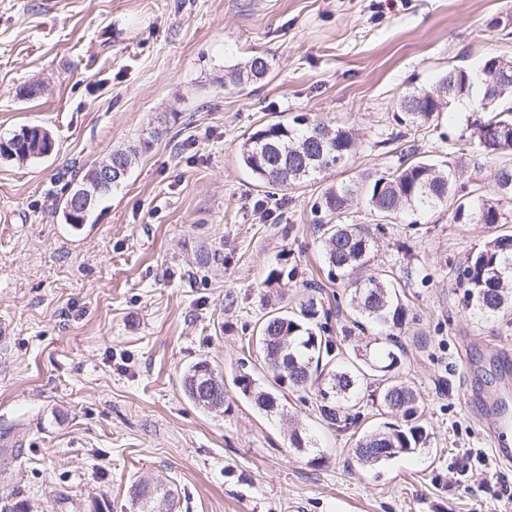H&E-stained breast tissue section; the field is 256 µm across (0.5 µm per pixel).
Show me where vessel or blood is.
<instances>
[{
  "label": "vessel or blood",
  "instance_id": "b4317fda",
  "mask_svg": "<svg viewBox=\"0 0 512 512\" xmlns=\"http://www.w3.org/2000/svg\"><path fill=\"white\" fill-rule=\"evenodd\" d=\"M502 384L497 392L470 396V403L493 406L497 409V423L490 432L493 454L497 462L512 464V352L505 349L493 351Z\"/></svg>",
  "mask_w": 512,
  "mask_h": 512
}]
</instances>
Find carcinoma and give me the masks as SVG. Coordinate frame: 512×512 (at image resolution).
Instances as JSON below:
<instances>
[{"label":"carcinoma","mask_w":512,"mask_h":512,"mask_svg":"<svg viewBox=\"0 0 512 512\" xmlns=\"http://www.w3.org/2000/svg\"><path fill=\"white\" fill-rule=\"evenodd\" d=\"M495 66L507 71V76L497 78V89L488 90L491 71L483 63L474 72L453 69L435 87L407 93L393 115L394 121L405 129L424 127L442 111V99L470 97L478 85L483 116L470 124L469 144L476 157L496 163L501 154L512 150V59L501 56ZM269 67L267 56L256 54L227 72L224 86L246 83L256 72L267 73ZM44 148L46 144H37L34 137L29 141V153L0 149V157L25 161L29 156L40 157ZM354 151L355 141L348 131L336 129L324 119L301 117L292 126L282 122L261 126L243 142L240 156L266 198L273 199L291 186L345 166ZM366 179V187L349 179L322 194L318 209L323 212L324 258L330 275L349 291L353 323L360 328L375 323L396 330L405 325L407 314L396 281L384 270L365 278L358 276L377 246L374 234L364 225L340 224L337 219L349 206L361 202L384 220L402 211L427 213L446 208L455 221L495 228L507 223L500 203H512V163L499 164L494 184L485 191L457 185L454 165L442 168L428 160L401 164L381 176L368 174ZM457 279L464 288L466 306L486 318L512 315V232L500 231L472 252ZM322 314V302L308 294L293 306L272 307L260 318L257 340L265 369L274 382L297 391L316 388L321 398L320 414L334 424L351 420V411L360 404V387L372 378L377 383L376 392L370 394L372 403L396 421H384L358 439L356 462L381 466L400 454L425 447L429 433L421 421L420 401L396 376L401 365L396 351L388 350L376 362L358 354L355 361L337 365L327 379L317 376L323 357L335 359L333 342L321 335ZM204 377L211 381L210 394L205 398L199 392ZM235 385L262 413L271 417L283 414L276 394L259 386L250 374L236 376ZM183 386L187 398L201 408L224 407L223 378L208 360L188 367ZM131 491L137 512H159L160 503L174 495L172 486L161 481L152 486L137 483Z\"/></svg>","instance_id":"obj_1"}]
</instances>
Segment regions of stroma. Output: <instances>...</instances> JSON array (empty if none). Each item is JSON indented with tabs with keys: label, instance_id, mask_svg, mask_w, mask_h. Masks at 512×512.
<instances>
[{
	"label": "stroma",
	"instance_id": "obj_1",
	"mask_svg": "<svg viewBox=\"0 0 512 512\" xmlns=\"http://www.w3.org/2000/svg\"><path fill=\"white\" fill-rule=\"evenodd\" d=\"M256 53L266 77L225 86ZM497 55L512 57V0H0V138L39 124L55 141L42 158H0V322L12 326L0 344V512L19 501L136 512L131 485L159 478L177 491L164 512H512V468L475 460L448 481L463 450L491 449V420L464 394L497 385L489 346L512 347V320L475 315L456 279L489 229L445 209L379 224L369 266L393 273L407 308L386 336L353 326L314 222L337 181L382 175L409 153L456 161L473 99L413 130L393 114L406 92ZM298 115L349 130L357 149L346 171L266 200L240 146ZM129 146L125 182L87 224H66V184ZM279 265L285 303L303 283L320 288L340 359L401 351L424 449L353 465L381 421L370 398L338 427L314 391L276 388L255 324ZM204 358L224 378L223 410L184 393V371ZM243 371L276 389L283 416L243 398ZM297 427L312 447H292Z\"/></svg>",
	"mask_w": 512,
	"mask_h": 512
}]
</instances>
